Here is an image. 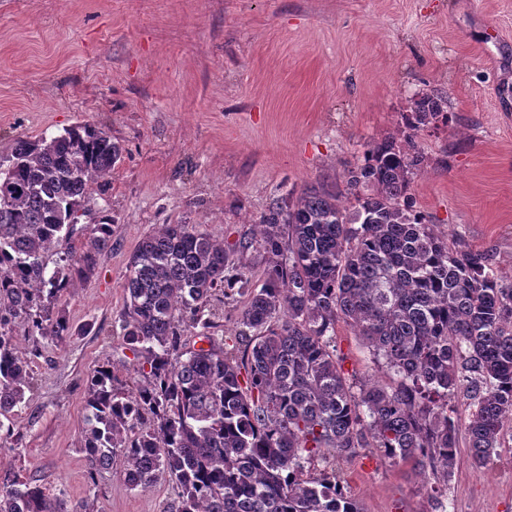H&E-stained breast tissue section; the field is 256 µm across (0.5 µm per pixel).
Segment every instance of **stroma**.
Segmentation results:
<instances>
[{"label": "stroma", "mask_w": 512, "mask_h": 512, "mask_svg": "<svg viewBox=\"0 0 512 512\" xmlns=\"http://www.w3.org/2000/svg\"><path fill=\"white\" fill-rule=\"evenodd\" d=\"M448 100V123L414 136L425 162L416 210L460 247L487 252L512 282V0H0V155L17 139L78 123L125 149L94 187L77 231L112 217L93 276L52 299L77 335L23 342L33 386L0 444V474L37 478L68 512H166L178 488L129 489L124 461L90 477L82 452L88 377L126 376L120 337L131 255L159 225L193 224L232 245L253 239L276 200L345 186L371 142L405 143L417 94ZM346 375L386 383L351 327L336 326ZM364 512H512V440L449 480L377 449L341 461Z\"/></svg>", "instance_id": "stroma-1"}]
</instances>
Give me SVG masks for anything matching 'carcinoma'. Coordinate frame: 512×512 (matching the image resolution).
I'll use <instances>...</instances> for the list:
<instances>
[{"mask_svg":"<svg viewBox=\"0 0 512 512\" xmlns=\"http://www.w3.org/2000/svg\"><path fill=\"white\" fill-rule=\"evenodd\" d=\"M448 100L423 92L406 126L448 123ZM123 147L76 125L49 140L19 138L0 157L13 186L0 203V440L31 388L20 350L36 336L75 334L43 304L87 280L112 249L111 224L89 227L79 253L59 257L92 184L112 174ZM424 156L377 141L341 193L322 184L270 204L258 238L226 246L192 224H161L131 256L122 338L143 384L125 393L101 367L91 376L83 452L96 471L124 458L134 490L166 475L174 512H363L336 460L376 448L448 480L465 432L482 467L512 431V284L491 256L460 249L414 209L410 183ZM258 246L261 282L238 254ZM246 300L237 347H224L219 296ZM350 325L391 383L349 381L336 359V323ZM194 334L203 346L189 347ZM467 401L458 414L455 399ZM324 463L317 477L305 464ZM0 512H66L32 479H0Z\"/></svg>","mask_w":512,"mask_h":512,"instance_id":"cac0c4a2","label":"carcinoma"}]
</instances>
